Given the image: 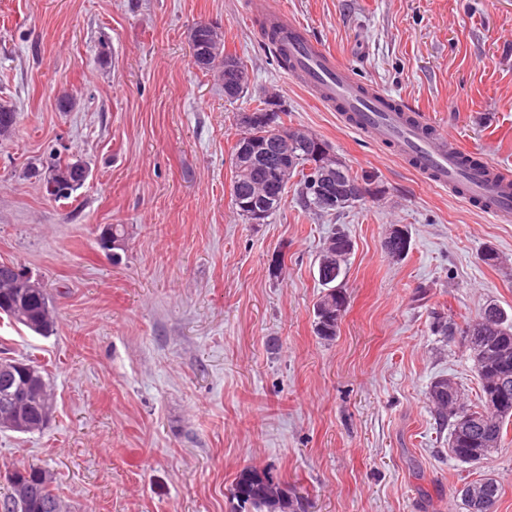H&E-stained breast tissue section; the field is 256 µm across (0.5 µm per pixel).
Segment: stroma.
<instances>
[{
  "label": "stroma",
  "mask_w": 512,
  "mask_h": 512,
  "mask_svg": "<svg viewBox=\"0 0 512 512\" xmlns=\"http://www.w3.org/2000/svg\"><path fill=\"white\" fill-rule=\"evenodd\" d=\"M243 2L0 0V99L17 111L0 139V263L44 282L56 310L48 337L0 319V353L36 359L54 397L45 429L0 432V499L9 471L38 464L65 512H234V480L257 466L307 512H464L455 491L482 474L499 484L497 512H512V432L482 464L458 463L427 400L441 375L476 397L466 349L434 336L430 314L512 313V223L314 101ZM274 2L359 80L512 171V0ZM200 20L246 66L237 102L191 61ZM260 98L370 196L320 215L291 190L265 223H245L231 153ZM53 152L89 168L67 200L43 186ZM113 224L125 229L116 262L99 246ZM393 224L411 236L401 260L382 247ZM339 229L354 249L326 341L317 258Z\"/></svg>",
  "instance_id": "obj_1"
}]
</instances>
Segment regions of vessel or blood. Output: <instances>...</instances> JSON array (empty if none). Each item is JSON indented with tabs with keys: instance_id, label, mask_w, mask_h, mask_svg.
<instances>
[{
	"instance_id": "1",
	"label": "vessel or blood",
	"mask_w": 512,
	"mask_h": 512,
	"mask_svg": "<svg viewBox=\"0 0 512 512\" xmlns=\"http://www.w3.org/2000/svg\"><path fill=\"white\" fill-rule=\"evenodd\" d=\"M248 13H262L276 27L280 44L290 56L289 74L324 105L336 111L374 143L409 163L430 185L462 190L468 203L478 205L498 222L512 221V184L499 180V168L487 159L464 166L455 138L423 114L377 88L359 82L287 11L272 0H246Z\"/></svg>"
}]
</instances>
